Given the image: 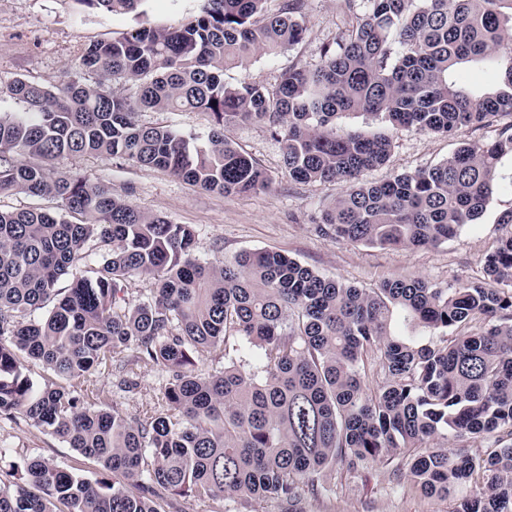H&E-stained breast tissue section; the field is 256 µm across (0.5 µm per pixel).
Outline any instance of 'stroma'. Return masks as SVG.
Masks as SVG:
<instances>
[{
	"mask_svg": "<svg viewBox=\"0 0 512 512\" xmlns=\"http://www.w3.org/2000/svg\"><path fill=\"white\" fill-rule=\"evenodd\" d=\"M204 0H144L140 13L112 15L81 4L80 0H0V84L21 77L48 87L81 79L76 59L89 44L107 41L146 24H178L197 14ZM300 43L259 55L242 67L229 68L224 81L234 85L253 79L276 84L290 67L314 69L323 46L335 40L347 21L345 0H303ZM390 159L383 167L364 171L365 183L384 181L394 174L436 164L465 142H491L495 127H464L446 137L414 130L390 131ZM225 138L256 158L272 181L269 189L224 196L190 185L167 172L143 169L107 156L57 158L60 170L77 169L113 190L141 212L167 216L195 230V255L208 262L231 263L244 251L274 250L315 271L359 288H374L388 280L423 278L442 287L483 279V259L501 235L499 217L512 210V157L500 166L501 188L495 189L482 215L456 236L435 246L404 249L361 246L321 235L314 222L319 211L346 190L342 182H297L281 168V144L261 125L235 124L224 128ZM135 389L124 390L118 375L104 374L102 385L110 400L126 414L158 407L166 374L153 365L135 367ZM0 441L8 445L7 462L27 455L55 459L73 474L95 478L97 463L49 432L23 418H0ZM370 463L351 469L336 463L321 476L324 491L302 500L304 512H448L444 501L426 498L407 479L393 473L405 464Z\"/></svg>",
	"mask_w": 512,
	"mask_h": 512,
	"instance_id": "obj_1",
	"label": "stroma"
}]
</instances>
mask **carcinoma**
<instances>
[{
	"instance_id": "1",
	"label": "carcinoma",
	"mask_w": 512,
	"mask_h": 512,
	"mask_svg": "<svg viewBox=\"0 0 512 512\" xmlns=\"http://www.w3.org/2000/svg\"><path fill=\"white\" fill-rule=\"evenodd\" d=\"M78 2L123 15L143 0ZM266 2L205 0L175 26L92 44L77 59L87 82L0 87V195L54 203L0 209V417L21 416L100 465L89 480L29 456L0 478V512H165L171 496L212 512L228 497L299 512L329 466L402 449L410 480L452 501L449 512H512V211L498 220L484 280L366 289L277 251L202 262L191 225L53 166L63 154L108 155L224 195L262 190L260 164L224 138L229 124L260 123L280 139L290 179L347 184L317 217L326 237L419 248L478 219L512 155V123L432 167L361 184L392 139L343 135L335 120L376 114L391 129L449 137L512 117V0H368L363 14L346 0L349 28L318 67L290 68L273 89L227 85L225 68L302 40V0L275 14ZM492 60L496 87L464 82ZM147 111L205 112L211 123L184 134L139 123ZM142 275L155 281L151 299L125 298V282ZM221 347L224 367L200 368ZM24 359L50 378L23 374ZM142 362L167 374L165 407L135 418L59 383L79 377L94 393L105 371ZM375 365L384 378L369 393ZM450 433L480 444L429 450ZM473 484L480 491L464 493Z\"/></svg>"
}]
</instances>
